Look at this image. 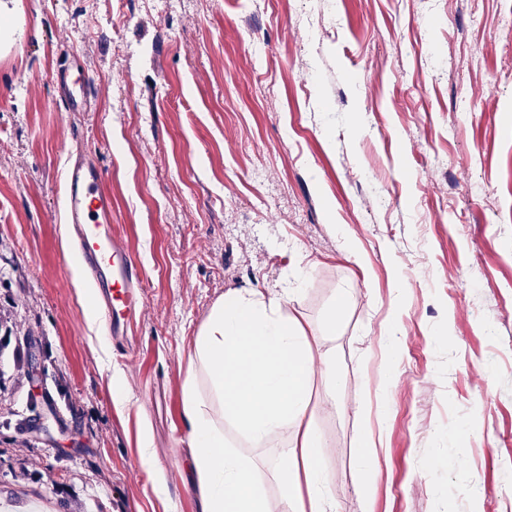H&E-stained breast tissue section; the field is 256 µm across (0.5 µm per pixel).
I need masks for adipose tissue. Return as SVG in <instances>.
<instances>
[{
  "instance_id": "ef3b65f1",
  "label": "adipose tissue",
  "mask_w": 512,
  "mask_h": 512,
  "mask_svg": "<svg viewBox=\"0 0 512 512\" xmlns=\"http://www.w3.org/2000/svg\"><path fill=\"white\" fill-rule=\"evenodd\" d=\"M286 302L283 296L228 292L194 340L182 391L201 512H269L265 473L224 444L228 419L257 447L273 430L293 424L294 444L275 465L281 512H299L303 502L309 512H336L320 462L323 441L306 420L311 378L320 376L331 390L339 383L336 357L314 361L309 336L282 313ZM203 380L210 388L206 397L199 389Z\"/></svg>"
}]
</instances>
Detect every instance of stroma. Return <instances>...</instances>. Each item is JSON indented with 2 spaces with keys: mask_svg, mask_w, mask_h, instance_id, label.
Segmentation results:
<instances>
[{
  "mask_svg": "<svg viewBox=\"0 0 512 512\" xmlns=\"http://www.w3.org/2000/svg\"><path fill=\"white\" fill-rule=\"evenodd\" d=\"M4 2L0 311L23 351L0 384V500L200 512L194 338L226 292L288 291L313 355L336 352L335 404L310 391L338 512H512V0ZM65 53L97 87L79 112L53 104ZM90 150L145 278L107 369L63 213L68 160ZM293 439L224 425L266 471Z\"/></svg>",
  "mask_w": 512,
  "mask_h": 512,
  "instance_id": "1",
  "label": "stroma"
}]
</instances>
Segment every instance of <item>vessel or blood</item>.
Here are the masks:
<instances>
[{
  "instance_id": "vessel-or-blood-1",
  "label": "vessel or blood",
  "mask_w": 512,
  "mask_h": 512,
  "mask_svg": "<svg viewBox=\"0 0 512 512\" xmlns=\"http://www.w3.org/2000/svg\"><path fill=\"white\" fill-rule=\"evenodd\" d=\"M58 102L68 112L87 106L96 93L86 70L55 69ZM102 172L87 155L71 159L65 171L64 210L81 271L104 308L112 335H124L140 308L144 274L112 233V198L102 188Z\"/></svg>"
}]
</instances>
